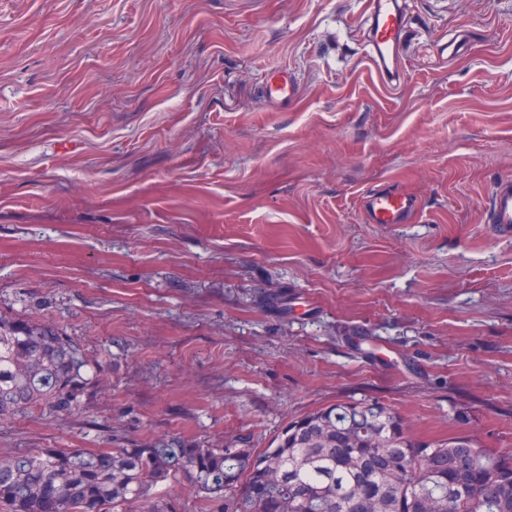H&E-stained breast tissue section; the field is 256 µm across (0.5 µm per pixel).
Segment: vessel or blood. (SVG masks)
<instances>
[{
  "label": "vessel or blood",
  "instance_id": "b4317fda",
  "mask_svg": "<svg viewBox=\"0 0 512 512\" xmlns=\"http://www.w3.org/2000/svg\"><path fill=\"white\" fill-rule=\"evenodd\" d=\"M366 17L361 36L364 53L384 83L398 85L405 72L403 46L410 24L401 0H368ZM272 78V99L285 101L295 97L297 85L287 70L274 71ZM361 206L371 224H404L416 209L411 196L390 189L366 191ZM484 217L500 235L512 234V177L496 183Z\"/></svg>",
  "mask_w": 512,
  "mask_h": 512
}]
</instances>
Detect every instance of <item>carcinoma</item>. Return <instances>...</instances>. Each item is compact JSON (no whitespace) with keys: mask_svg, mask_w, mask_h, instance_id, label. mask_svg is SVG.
<instances>
[{"mask_svg":"<svg viewBox=\"0 0 512 512\" xmlns=\"http://www.w3.org/2000/svg\"><path fill=\"white\" fill-rule=\"evenodd\" d=\"M99 381L67 332L0 313V421L71 415ZM185 481L224 512H512V455L465 435L414 438L379 401L292 421L270 446L40 448L0 459V512H175L155 489Z\"/></svg>","mask_w":512,"mask_h":512,"instance_id":"obj_1","label":"carcinoma"}]
</instances>
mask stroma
I'll return each mask as SVG.
<instances>
[{
	"label": "stroma",
	"mask_w": 512,
	"mask_h": 512,
	"mask_svg": "<svg viewBox=\"0 0 512 512\" xmlns=\"http://www.w3.org/2000/svg\"><path fill=\"white\" fill-rule=\"evenodd\" d=\"M406 7L388 87L365 0H0V311L100 368L76 414L0 422V458L265 448L352 399L512 454V239L484 222L512 0ZM374 188L408 223H367ZM273 84L270 88V97L278 101H288V98L295 97L297 85L287 69H280L273 72ZM361 206L370 224H405L416 210L411 196L390 189L366 191Z\"/></svg>",
	"instance_id": "stroma-1"
}]
</instances>
